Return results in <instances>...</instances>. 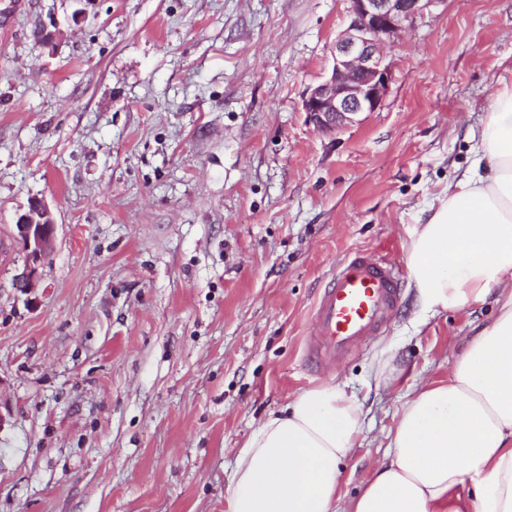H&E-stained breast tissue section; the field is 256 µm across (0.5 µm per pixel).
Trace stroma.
I'll list each match as a JSON object with an SVG mask.
<instances>
[{
	"instance_id": "stroma-1",
	"label": "stroma",
	"mask_w": 512,
	"mask_h": 512,
	"mask_svg": "<svg viewBox=\"0 0 512 512\" xmlns=\"http://www.w3.org/2000/svg\"><path fill=\"white\" fill-rule=\"evenodd\" d=\"M348 0H0V512H226L235 453L323 382L302 362L345 256L405 263L472 162L512 0H434L387 46L377 111L334 133L301 109ZM83 19H75L78 9ZM56 222L36 288L15 222ZM493 303L399 316L335 369L369 410L356 494L420 378L444 380ZM395 344L398 378L371 364ZM393 346L388 345L374 359L372 364V375L377 386H388L396 378L394 370L390 367Z\"/></svg>"
}]
</instances>
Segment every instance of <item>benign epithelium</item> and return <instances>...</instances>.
Segmentation results:
<instances>
[{
    "label": "benign epithelium",
    "mask_w": 512,
    "mask_h": 512,
    "mask_svg": "<svg viewBox=\"0 0 512 512\" xmlns=\"http://www.w3.org/2000/svg\"><path fill=\"white\" fill-rule=\"evenodd\" d=\"M435 0H349L348 25L337 37L328 77L307 90L302 110L317 129L334 133L376 111L391 83L384 46L411 25ZM25 254L15 287L30 292L38 270L54 248L55 220L45 203L34 198L15 224Z\"/></svg>",
    "instance_id": "7a95c632"
}]
</instances>
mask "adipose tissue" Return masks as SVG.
Masks as SVG:
<instances>
[{
    "instance_id": "obj_1",
    "label": "adipose tissue",
    "mask_w": 512,
    "mask_h": 512,
    "mask_svg": "<svg viewBox=\"0 0 512 512\" xmlns=\"http://www.w3.org/2000/svg\"><path fill=\"white\" fill-rule=\"evenodd\" d=\"M473 160L430 204L406 264L422 318L477 307L444 382L405 394L370 477L341 495L366 414L347 383L299 390L237 452L229 512H512V87L490 97Z\"/></svg>"
}]
</instances>
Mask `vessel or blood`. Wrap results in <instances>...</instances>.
Segmentation results:
<instances>
[{
  "mask_svg": "<svg viewBox=\"0 0 512 512\" xmlns=\"http://www.w3.org/2000/svg\"><path fill=\"white\" fill-rule=\"evenodd\" d=\"M397 262L357 252L340 263L312 310L304 361L314 370L342 363L383 332L399 311Z\"/></svg>",
  "mask_w": 512,
  "mask_h": 512,
  "instance_id": "1",
  "label": "vessel or blood"
}]
</instances>
